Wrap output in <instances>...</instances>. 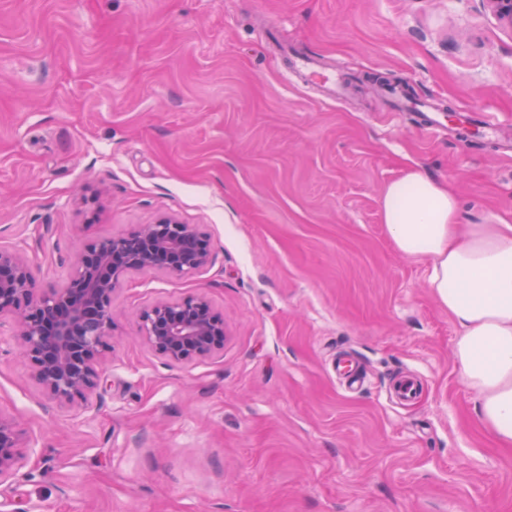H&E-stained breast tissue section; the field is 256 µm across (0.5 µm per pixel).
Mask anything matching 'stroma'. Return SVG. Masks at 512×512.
Wrapping results in <instances>:
<instances>
[{
	"mask_svg": "<svg viewBox=\"0 0 512 512\" xmlns=\"http://www.w3.org/2000/svg\"><path fill=\"white\" fill-rule=\"evenodd\" d=\"M407 82L492 133H427L371 88L326 104L266 35ZM448 184L464 224H512V30L482 0H0V247L42 289L86 245L169 215L211 265L135 272L107 383L60 409L0 344V415L33 444L14 512H512V447L479 425L459 328L398 254L386 186ZM206 295L228 336L174 366L139 312ZM403 376L422 391L392 392Z\"/></svg>",
	"mask_w": 512,
	"mask_h": 512,
	"instance_id": "1",
	"label": "stroma"
}]
</instances>
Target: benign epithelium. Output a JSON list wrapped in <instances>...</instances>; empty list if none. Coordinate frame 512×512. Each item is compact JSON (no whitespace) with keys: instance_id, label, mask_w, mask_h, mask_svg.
<instances>
[{"instance_id":"1","label":"benign epithelium","mask_w":512,"mask_h":512,"mask_svg":"<svg viewBox=\"0 0 512 512\" xmlns=\"http://www.w3.org/2000/svg\"><path fill=\"white\" fill-rule=\"evenodd\" d=\"M512 29V0H484ZM210 238L198 224L165 216L123 236L90 242L58 288L40 291L27 256L0 247V320L11 321L20 357L56 405L86 406L106 382L98 367L111 348L112 297L128 274L161 270L178 276L210 264ZM146 343L168 363L211 357L224 348V318L203 294L157 301L140 314ZM25 433L0 415V484L27 460Z\"/></svg>"}]
</instances>
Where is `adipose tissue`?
<instances>
[{
    "label": "adipose tissue",
    "instance_id": "obj_1",
    "mask_svg": "<svg viewBox=\"0 0 512 512\" xmlns=\"http://www.w3.org/2000/svg\"><path fill=\"white\" fill-rule=\"evenodd\" d=\"M446 186L419 169L389 183L382 217L399 254L429 262L428 286L457 323L454 357L483 429L512 446V225L461 224Z\"/></svg>",
    "mask_w": 512,
    "mask_h": 512
}]
</instances>
